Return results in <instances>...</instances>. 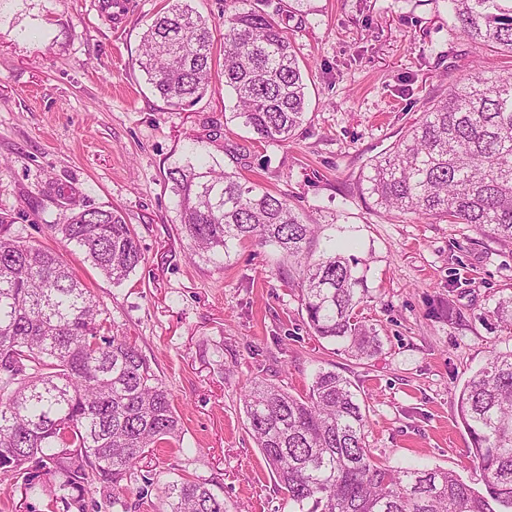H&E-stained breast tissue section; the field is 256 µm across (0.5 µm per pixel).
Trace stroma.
<instances>
[{
    "instance_id": "stroma-1",
    "label": "stroma",
    "mask_w": 512,
    "mask_h": 512,
    "mask_svg": "<svg viewBox=\"0 0 512 512\" xmlns=\"http://www.w3.org/2000/svg\"><path fill=\"white\" fill-rule=\"evenodd\" d=\"M122 2L109 17L99 0H0V213L24 240L62 255L113 334L136 341L171 392L182 447L148 455L142 474L207 480L229 512H291L243 395L263 378L303 394L333 370L365 407L376 460L451 470L482 488L456 402L491 352L512 350V330L493 314L512 293V246L465 224L384 215L360 180L451 83L510 72L512 57L459 39L448 0H248L287 16L308 85L293 139L261 142L230 122L221 72L190 107L152 91L137 58L166 0ZM193 145L286 195L361 259V311L379 354L359 361L311 334L291 264L275 248L246 243L220 266L191 255L166 171ZM71 197L118 208L135 229L145 260L123 285L51 234ZM447 298L453 323L441 316Z\"/></svg>"
}]
</instances>
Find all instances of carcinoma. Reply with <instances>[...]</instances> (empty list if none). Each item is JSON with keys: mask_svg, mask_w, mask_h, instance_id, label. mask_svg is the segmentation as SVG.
Returning <instances> with one entry per match:
<instances>
[{"mask_svg": "<svg viewBox=\"0 0 512 512\" xmlns=\"http://www.w3.org/2000/svg\"><path fill=\"white\" fill-rule=\"evenodd\" d=\"M458 36L512 53V0H448ZM224 89L230 120L264 142L292 139L307 116V84L284 19L255 10L224 17ZM138 66L167 104L191 105L212 83L213 28L189 0H169L141 37ZM191 250L222 265L255 239L299 266L311 332L358 360L382 343L362 320L368 292L360 260L318 249L320 224L288 199L192 160L167 171ZM362 193L386 213L467 224L512 244V73H476L448 88L393 145L370 161ZM50 231L78 247L120 286L144 261L116 208L71 202ZM0 216V478L25 498L45 493L64 512H86L91 489L137 477L150 449L181 441V417L149 360L111 334L99 301L60 255L12 231ZM494 313L512 327V294ZM250 433L292 512H512V351L495 352L464 383L457 414L483 471L484 489L452 471L380 465L366 445L367 418L346 378L319 372L308 393L255 379L244 394ZM153 512H228L200 479L163 480Z\"/></svg>", "mask_w": 512, "mask_h": 512, "instance_id": "cac0c4a2", "label": "carcinoma"}]
</instances>
